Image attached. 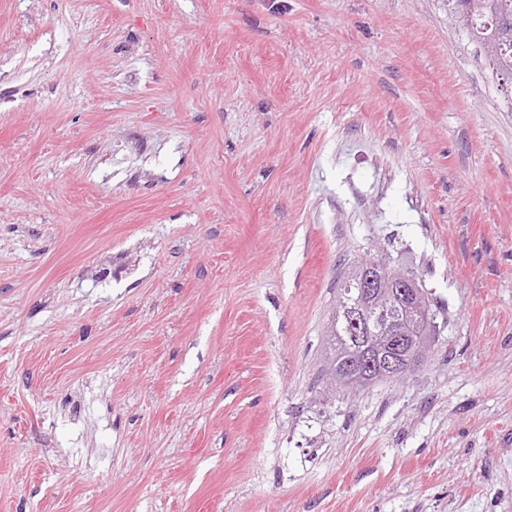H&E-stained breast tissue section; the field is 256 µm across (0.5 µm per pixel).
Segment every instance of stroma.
<instances>
[{"label":"stroma","instance_id":"35a3bbf8","mask_svg":"<svg viewBox=\"0 0 512 512\" xmlns=\"http://www.w3.org/2000/svg\"><path fill=\"white\" fill-rule=\"evenodd\" d=\"M454 0H0V512H512V80ZM437 307L328 383L366 255ZM410 276L412 275L406 273L396 278L391 286L392 293L402 307L404 320L382 321L386 341L376 359L346 360L336 373V384L363 385L375 377H395L409 374L413 370L422 353L425 334L430 331L428 312L421 307L419 299L428 309L434 323L436 310H433L434 304L423 291L420 298L418 297ZM335 380L333 379L334 382Z\"/></svg>","mask_w":512,"mask_h":512}]
</instances>
